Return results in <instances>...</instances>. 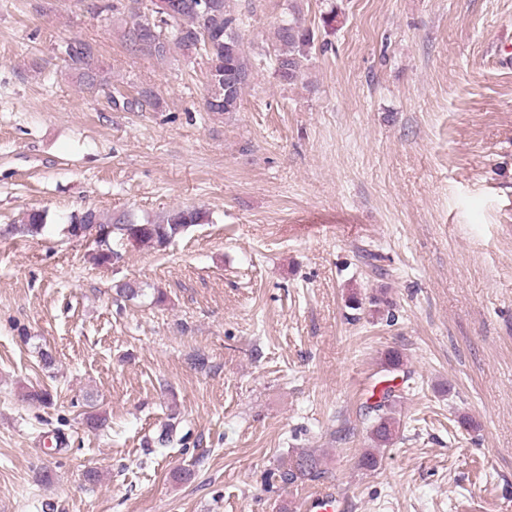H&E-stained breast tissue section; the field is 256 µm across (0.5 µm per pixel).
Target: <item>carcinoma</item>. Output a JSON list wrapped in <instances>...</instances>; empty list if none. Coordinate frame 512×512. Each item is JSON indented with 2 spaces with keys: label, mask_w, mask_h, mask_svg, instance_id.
Here are the masks:
<instances>
[{
  "label": "carcinoma",
  "mask_w": 512,
  "mask_h": 512,
  "mask_svg": "<svg viewBox=\"0 0 512 512\" xmlns=\"http://www.w3.org/2000/svg\"><path fill=\"white\" fill-rule=\"evenodd\" d=\"M133 6L120 8L112 4V10L122 11L123 38L133 52L163 60L171 50L184 54H196L205 61L210 100L206 110L218 115L236 112L242 95L250 86L257 68L265 65L274 71L276 78L293 84L302 77L305 62L314 47L312 29L294 16L282 21L275 31L269 61L247 54L241 34V18L230 9L231 0H210L204 9L199 0H131ZM64 54L77 71L79 85L89 91L105 81L104 70L99 64L92 46L82 41L66 44ZM117 110L144 112L159 107L153 92L143 90L136 97L124 95L112 97ZM205 218L198 210L173 209L159 221L138 223L128 213L102 214L86 209L71 216V221L82 224H108L112 226V238L121 239L131 228L138 229L137 242L161 247ZM46 224V214L32 210L23 223L13 224L10 231L21 236L41 234ZM112 244L94 246L91 261L97 266L112 263ZM391 391L383 392L381 400L372 406L371 434L374 442L384 446L392 440L396 428L395 419L389 415ZM319 459L311 453H302L283 463L281 477L285 481L312 479L319 473Z\"/></svg>",
  "instance_id": "cac0c4a2"
}]
</instances>
